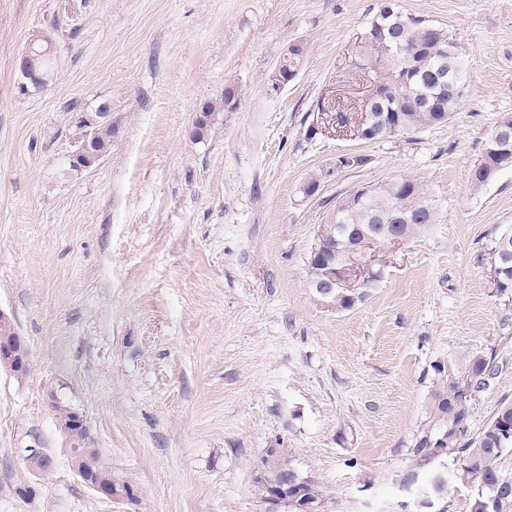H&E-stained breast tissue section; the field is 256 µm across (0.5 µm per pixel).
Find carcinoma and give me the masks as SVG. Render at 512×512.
<instances>
[{
    "instance_id": "1",
    "label": "carcinoma",
    "mask_w": 512,
    "mask_h": 512,
    "mask_svg": "<svg viewBox=\"0 0 512 512\" xmlns=\"http://www.w3.org/2000/svg\"><path fill=\"white\" fill-rule=\"evenodd\" d=\"M350 67L354 74L369 73L383 86V95L366 109L376 115L372 130L379 140L448 121L464 89L466 66L456 54L448 29L406 13L392 2L384 4L369 22L351 55ZM113 136L112 125L100 126L91 151L108 153ZM498 166L512 168L511 116L503 118L485 140L473 173L474 184L487 182L490 171ZM336 207L338 216L318 226L308 259L309 287L316 294L327 271L343 260L355 236L369 233L385 247L391 233L407 242L437 221L436 205L424 184L405 175L369 186L361 198L345 196ZM489 266L496 294L512 299V231L494 241ZM382 278L383 273L377 272L353 291L334 288L327 300L338 310L351 309ZM438 373L441 379L434 393L432 427L411 449L413 468L401 475L399 484L421 474L433 460L451 456L455 467L448 480L480 486L470 512H512V477L500 467L503 453L512 448V402L501 404L478 433L469 432L473 397L488 390L499 374L496 355L476 352L461 370L446 373L440 368ZM260 462L264 482L256 487L262 498L286 476L291 485L289 512H299L301 502L320 506L324 498L320 483L292 465L288 449L269 448ZM85 465L105 480L112 478L111 467L96 448L88 449Z\"/></svg>"
}]
</instances>
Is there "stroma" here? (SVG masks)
I'll return each instance as SVG.
<instances>
[{
    "label": "stroma",
    "instance_id": "stroma-1",
    "mask_svg": "<svg viewBox=\"0 0 512 512\" xmlns=\"http://www.w3.org/2000/svg\"><path fill=\"white\" fill-rule=\"evenodd\" d=\"M446 27L467 67L448 122L385 140H307L319 100L359 95L350 56L381 0H0V308L31 369L0 368V512H266L252 468L267 449L320 482V512H470L450 484L421 510L396 479L430 427L438 369L496 350L471 402L478 431L512 401V317L491 287L512 230V169L474 186L482 145L512 116V0H397ZM58 67L19 89L29 41ZM298 74L268 77L289 44ZM235 88L196 140L203 103ZM110 107L99 164L72 171L73 106ZM363 156L312 198L336 154ZM418 179L436 224L384 248V276L348 310L308 286L309 252L338 199ZM85 416L135 501L87 488L55 409ZM41 444L53 469L31 471Z\"/></svg>",
    "mask_w": 512,
    "mask_h": 512
}]
</instances>
